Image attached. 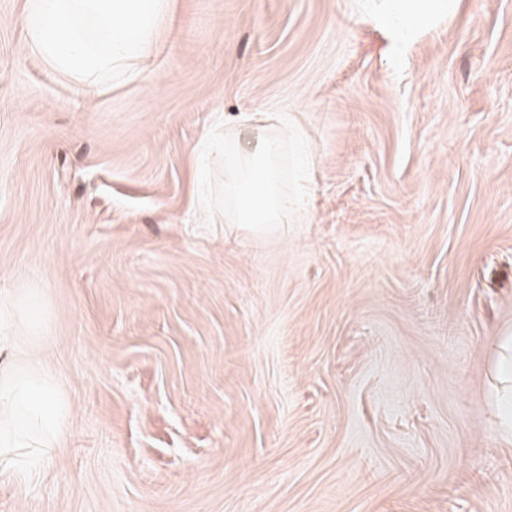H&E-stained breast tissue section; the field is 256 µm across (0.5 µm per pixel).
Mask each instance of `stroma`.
I'll list each match as a JSON object with an SVG mask.
<instances>
[{"instance_id":"35a3bbf8","label":"stroma","mask_w":512,"mask_h":512,"mask_svg":"<svg viewBox=\"0 0 512 512\" xmlns=\"http://www.w3.org/2000/svg\"><path fill=\"white\" fill-rule=\"evenodd\" d=\"M25 14L0 0V293L71 411L0 512H512V0L400 52L356 0H169L90 93ZM242 112L295 125L301 223H225L205 146Z\"/></svg>"}]
</instances>
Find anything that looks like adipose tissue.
<instances>
[{"label": "adipose tissue", "instance_id": "ef3b65f1", "mask_svg": "<svg viewBox=\"0 0 512 512\" xmlns=\"http://www.w3.org/2000/svg\"><path fill=\"white\" fill-rule=\"evenodd\" d=\"M459 0H363L395 47L405 46L436 19L455 13ZM168 0H29V51L78 76L106 69L136 73L154 42ZM287 118L241 115L234 147L224 160V221L284 224L300 215L296 198L282 187L280 158ZM0 473L19 482L35 478L43 451L58 447L68 430L69 409L57 375L47 366L25 323L18 297L0 295Z\"/></svg>", "mask_w": 512, "mask_h": 512}]
</instances>
